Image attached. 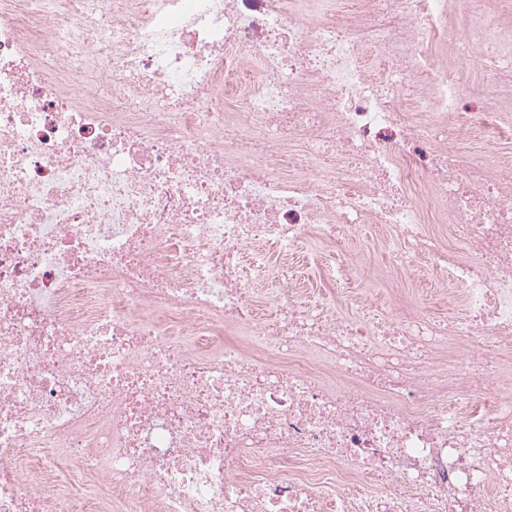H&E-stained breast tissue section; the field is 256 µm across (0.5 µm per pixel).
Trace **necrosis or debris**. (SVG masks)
Masks as SVG:
<instances>
[{"instance_id":"obj_1","label":"necrosis or debris","mask_w":512,"mask_h":512,"mask_svg":"<svg viewBox=\"0 0 512 512\" xmlns=\"http://www.w3.org/2000/svg\"><path fill=\"white\" fill-rule=\"evenodd\" d=\"M488 88L512 0H0V512H512ZM373 238L367 235V246L369 252L367 253V267L365 277L355 284L356 288H381L378 280L374 275V271L385 265V255L381 247L382 232L376 231V235L372 232Z\"/></svg>"}]
</instances>
